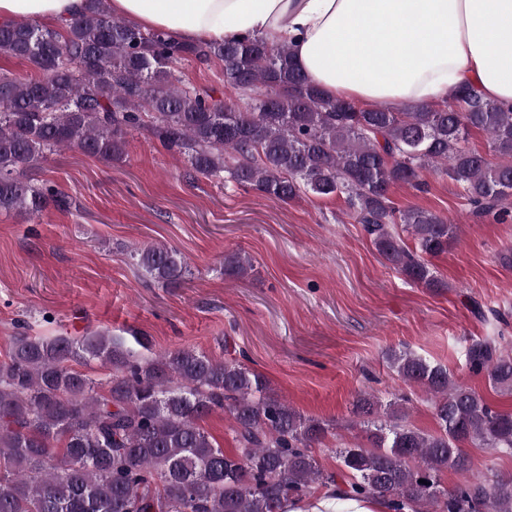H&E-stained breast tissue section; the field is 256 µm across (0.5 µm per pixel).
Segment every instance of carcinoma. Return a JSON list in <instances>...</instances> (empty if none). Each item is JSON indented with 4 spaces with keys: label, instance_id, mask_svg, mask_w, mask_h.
<instances>
[{
    "label": "carcinoma",
    "instance_id": "cac0c4a2",
    "mask_svg": "<svg viewBox=\"0 0 512 512\" xmlns=\"http://www.w3.org/2000/svg\"><path fill=\"white\" fill-rule=\"evenodd\" d=\"M0 53L30 68L25 77L0 75L1 212L69 208L55 185H35L24 172L60 149L120 161L127 135L142 131L185 156L193 176L227 175L281 201L346 195L387 263L441 288L425 257L448 252L456 226L429 210L396 209L390 188L441 166L475 214L512 203V106L468 89L441 108H362L310 83L286 45L257 36L182 44L112 16L108 0H87L58 28L0 23ZM189 59L223 66L242 104L184 84L179 65ZM473 130L489 137L498 162L464 146ZM130 257L157 282L186 278L174 248L137 247ZM224 268L243 277L253 262L237 252ZM464 356L493 389L512 394V351L498 337L472 341ZM91 361L109 369L105 380L77 369ZM389 361L426 394L437 432L408 422L406 396L382 416L364 393L355 413L370 447L332 449L338 467L326 472L316 449L330 424L274 396L238 358L186 347L145 357L107 331L24 332L0 361V512H282L288 497L328 486L384 499L395 512H512V478L489 469L450 490L440 479L444 468L466 467V445L512 454V410L408 349ZM217 409L234 418L231 451L200 425Z\"/></svg>",
    "mask_w": 512,
    "mask_h": 512
}]
</instances>
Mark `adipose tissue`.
Instances as JSON below:
<instances>
[{
  "instance_id": "1",
  "label": "adipose tissue",
  "mask_w": 512,
  "mask_h": 512,
  "mask_svg": "<svg viewBox=\"0 0 512 512\" xmlns=\"http://www.w3.org/2000/svg\"><path fill=\"white\" fill-rule=\"evenodd\" d=\"M84 0H0V22L56 25ZM114 16L186 43L259 35L288 45L307 79L334 99L397 110L443 105L469 88L512 105V0H110ZM285 512H391L387 501L327 489Z\"/></svg>"
}]
</instances>
